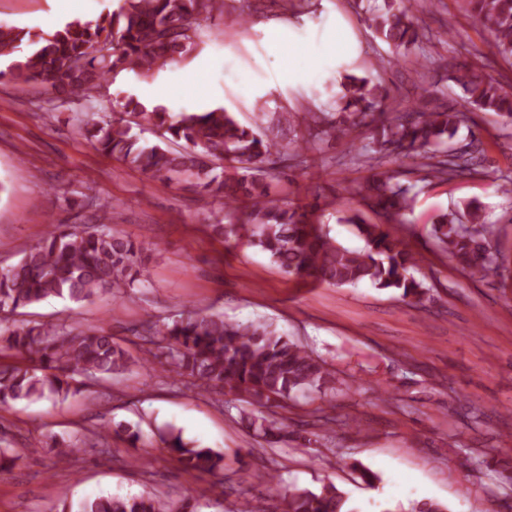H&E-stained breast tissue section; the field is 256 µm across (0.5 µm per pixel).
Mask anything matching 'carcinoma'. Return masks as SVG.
<instances>
[{"instance_id":"obj_1","label":"carcinoma","mask_w":512,"mask_h":512,"mask_svg":"<svg viewBox=\"0 0 512 512\" xmlns=\"http://www.w3.org/2000/svg\"><path fill=\"white\" fill-rule=\"evenodd\" d=\"M465 10L491 31L489 54L512 59V0H462ZM364 20L374 36L386 43L395 63L423 68L426 34L405 0H366ZM224 14V0H124L119 10L95 21L69 22L53 34L33 38L16 28L0 29V58L10 59L7 71L20 84H40L63 100L90 99L109 76L159 71L186 54L201 40L202 22ZM448 81L463 92V105L424 106L397 112L377 121L387 109L389 91L381 80L344 72L325 83L334 93L336 111L307 113L309 138L299 152L325 139L342 140L357 129L362 146L353 159L384 164L389 158L411 161L410 168L391 169L347 188L381 219L370 224L358 214L345 218L365 240L361 250L345 248L320 224L318 203L290 204L272 195L281 150L272 138H262L240 125L222 108L173 115L129 97L120 116L95 121L85 136L96 148L127 167L170 183H192L199 193L224 200V207L242 210L243 219L215 224L216 233L260 248L285 274L329 285L360 283L393 290L413 305L423 303L424 283L414 276L418 254L393 236L389 225L403 224L410 211L413 186L400 178L419 173V181L441 183L480 174L483 149L474 138L463 151H451L448 140L467 118L466 112H492L512 126V87L487 77L483 69L456 56L448 58ZM151 125L159 142L144 145L132 134L135 126ZM493 226L479 203L442 214L432 236L440 251L463 270L483 276L499 267L491 256ZM141 246L112 232L105 224L90 230L82 225L58 226L21 260L0 269V407L13 402L65 399L88 380L110 378L140 362L160 364L164 371L188 378L236 401L267 406L298 393L322 391L335 376L304 346L266 323H230L224 315L185 307L172 322L143 329L139 360H133L112 334L100 328L62 323H16L19 310L52 299L88 301L118 294L141 276ZM248 427L269 444L286 442L288 430L262 416L247 418ZM170 447L184 468L214 474L224 470V451L188 447L170 435ZM20 454L0 443V471L11 469ZM282 512H351L332 484L317 492L292 488L282 496ZM80 512H197L184 499L169 503L157 495H107L83 500Z\"/></svg>"}]
</instances>
